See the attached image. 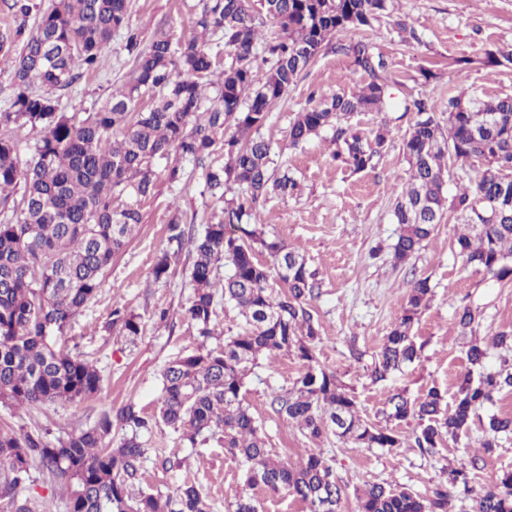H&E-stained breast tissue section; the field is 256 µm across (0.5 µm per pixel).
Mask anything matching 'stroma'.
Instances as JSON below:
<instances>
[{
  "mask_svg": "<svg viewBox=\"0 0 512 512\" xmlns=\"http://www.w3.org/2000/svg\"><path fill=\"white\" fill-rule=\"evenodd\" d=\"M198 9L199 0H130L128 23L141 31L143 42H150L159 26L179 41L190 35ZM400 19L415 29L416 39L402 40L395 26ZM366 35L390 64L389 91L395 98L421 93L437 100L459 94L512 96V60L494 64L487 60L489 54L512 50V0H395L394 11L373 21ZM105 55L107 62L99 71L83 74L61 90V108L93 111L123 82L132 58L122 34L113 35ZM463 58L471 61L464 69L458 65ZM366 80L345 55L332 52L320 56L300 75L296 86L270 113L263 134L274 153L287 160L288 171L301 190L294 196L271 194L261 199L251 221L262 225L269 237L304 249L319 282V293L310 302L320 330L316 361L336 373L344 388L354 393L361 415L376 422L387 398L398 391L413 399L435 385L446 398H453L456 381L468 368L464 340L455 326L458 309L466 304L478 308V338L512 331V281L500 282L464 266L456 245L464 219L450 211L414 258L393 266L391 246L399 227L392 221L391 206L408 176L401 145L410 114L354 115L353 122L362 131L383 123L389 128L382 156L372 168L357 173L336 162L325 139L291 146L288 130L295 112L334 94L357 90ZM155 170L159 177L153 195L141 207L137 233L106 270L97 296L72 318L61 338L67 349L78 350L100 370L104 378L101 396L28 411L0 402L1 426L47 429L57 436L89 428L101 409L130 400L155 412L163 369L205 342L182 316L193 292L189 249H182L178 274L171 282H154L152 268L157 256L169 247L166 226L173 211H180L185 221L202 225L217 204L206 192L201 174L174 185L163 177V164H156ZM424 277L430 280L432 296L413 327L420 356L386 380L372 382L376 354L403 312L409 285ZM116 306L141 315L144 330L135 341L104 331ZM158 307L169 309L168 324L153 319ZM205 343L213 347L217 341L212 338ZM303 371L294 353L282 352L271 360L260 358L246 381V402L273 453L292 463L317 443L277 414L271 400L274 393L292 388ZM494 413L512 414V391L497 394L494 404L481 410L466 435L443 440L432 454L415 446L411 422L400 424L404 444L395 450L354 448L335 436L324 438L317 445L332 456L336 475L348 490L343 512H354V491L366 484L386 482L426 494L447 484L452 466L470 470L473 487L492 484L512 470V435L499 436L493 453L481 448L486 437L484 419ZM143 440L149 449L143 490L171 494L184 482H192L207 497L211 512H225L244 484L241 467L216 443L192 449L165 426L145 434ZM167 457L181 460V467L164 470L162 461ZM19 498L33 512H67L63 483L37 464L31 466Z\"/></svg>",
  "mask_w": 512,
  "mask_h": 512,
  "instance_id": "1",
  "label": "stroma"
}]
</instances>
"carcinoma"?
Returning <instances> with one entry per match:
<instances>
[{
    "instance_id": "1",
    "label": "carcinoma",
    "mask_w": 512,
    "mask_h": 512,
    "mask_svg": "<svg viewBox=\"0 0 512 512\" xmlns=\"http://www.w3.org/2000/svg\"><path fill=\"white\" fill-rule=\"evenodd\" d=\"M394 0H200L194 32L172 45L168 31L154 32L139 48L140 33L127 28L128 0H55L35 29H0V55L14 58V95L0 109V194L21 183L22 218L0 223V401L18 409L75 401L101 390L102 377L87 360L55 346L70 319L97 295L102 274L123 251L137 224L141 203L155 188V164L166 161L171 184L202 170L206 192L223 203L205 231L193 236L176 213L167 239L177 249L188 242L193 294L184 316L205 339L217 335L216 295L238 309L242 331L224 344H202L172 361L162 374L158 413L135 402L103 410L95 424L52 443L40 431L0 429V501L14 512L32 462L70 485L69 512H209L202 491L183 483L173 495L140 491L148 458L141 435L161 421L194 447L210 441L244 466V486L285 491L308 512H342L346 487L333 459L311 448L297 464L272 453L245 398V379L266 354L294 352L305 371L293 387L276 394L274 410L314 439L329 434L356 448H398L396 424L417 421L414 443L432 451L444 437L456 440L494 394L512 387V359L486 368L488 348L476 338L479 314L469 306L456 314L459 335L469 338L471 366L458 378L452 405L435 385L420 397L391 395L385 424L359 414L356 399L336 374L316 367L319 324L310 310L318 289L315 273L297 247L269 240L251 224L253 206L269 193H297L288 172L278 173L272 146L261 133L269 112L316 59L334 51L350 59L368 81L357 92L338 93L295 113L289 128L298 146L327 131L334 158L355 172L374 165L385 149L384 126L366 138L351 123L357 112H412L402 142L409 177L392 207L400 232L392 245L394 265L407 263L430 237L445 212H459L475 235L457 239L465 263L498 281L512 280V96L481 99L450 96L393 103L387 95L389 63L359 34L388 12ZM126 30L134 54L122 89L93 112H64L56 92L96 69L115 32ZM448 113L443 136L436 113ZM40 130L32 159L21 161L17 135ZM221 149L224 163L212 156ZM484 164L474 186L445 193L450 169L459 161ZM273 259L269 264L259 255ZM228 267L221 289L215 270ZM173 274L170 252L156 260L155 281ZM429 279L413 282L402 315L378 352L374 382L420 355L412 327L429 300ZM141 315L116 307L105 331L133 341ZM125 431L117 447L112 431ZM483 448L512 433V415L493 414ZM465 469L449 472L448 486L421 495L406 487L371 483L355 490L357 512H448L450 489H468ZM227 512H258L254 497L238 494ZM472 512H512V471L472 499Z\"/></svg>"
}]
</instances>
